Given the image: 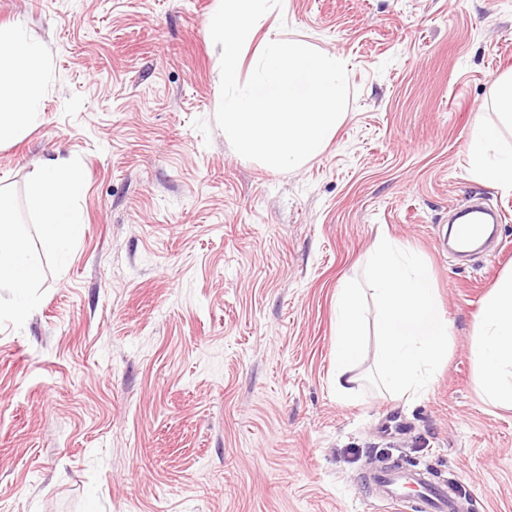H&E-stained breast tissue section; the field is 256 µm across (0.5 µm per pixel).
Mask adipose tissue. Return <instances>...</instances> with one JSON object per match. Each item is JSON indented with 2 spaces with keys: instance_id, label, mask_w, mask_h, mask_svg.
<instances>
[{
  "instance_id": "ef3b65f1",
  "label": "adipose tissue",
  "mask_w": 512,
  "mask_h": 512,
  "mask_svg": "<svg viewBox=\"0 0 512 512\" xmlns=\"http://www.w3.org/2000/svg\"><path fill=\"white\" fill-rule=\"evenodd\" d=\"M44 47L29 39L17 24L0 25V139L22 133L40 114L47 78ZM498 122L476 124L467 150L475 174L503 192L512 191V151L499 149L501 129H512V71L501 74L494 87ZM83 181L77 168L57 159L40 162L30 202L40 217L41 246L53 254L80 233L81 218L70 202ZM41 271L28 237L16 224L7 197L0 194V291L18 299L10 313L15 320L28 316L25 303L38 287ZM363 306L357 288L345 284L336 296L334 361L336 393L350 395L358 383L353 369L361 355ZM472 354L476 384L482 400L494 407L512 408V271L503 273L485 296L477 317Z\"/></svg>"
}]
</instances>
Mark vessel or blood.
Here are the masks:
<instances>
[{"label":"vessel or blood","instance_id":"b4317fda","mask_svg":"<svg viewBox=\"0 0 512 512\" xmlns=\"http://www.w3.org/2000/svg\"><path fill=\"white\" fill-rule=\"evenodd\" d=\"M378 499L396 512H465L466 500L429 471L400 462L388 463L371 476Z\"/></svg>","mask_w":512,"mask_h":512}]
</instances>
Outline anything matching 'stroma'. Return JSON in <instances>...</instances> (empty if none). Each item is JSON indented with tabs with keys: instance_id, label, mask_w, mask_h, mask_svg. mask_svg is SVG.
I'll list each match as a JSON object with an SVG mask.
<instances>
[{
	"instance_id": "stroma-1",
	"label": "stroma",
	"mask_w": 512,
	"mask_h": 512,
	"mask_svg": "<svg viewBox=\"0 0 512 512\" xmlns=\"http://www.w3.org/2000/svg\"><path fill=\"white\" fill-rule=\"evenodd\" d=\"M218 0H0L48 49L36 123L0 143V190L41 267L27 321L0 315V512H393L380 452L512 512V411L485 404L471 345L512 267V194L466 142L512 69V0H284L267 26L347 61L324 152L279 171L214 115ZM76 164L81 237L43 254L28 207L44 158ZM479 198L503 221L449 252ZM429 268L452 322L420 396L333 381L336 291L378 234Z\"/></svg>"
}]
</instances>
